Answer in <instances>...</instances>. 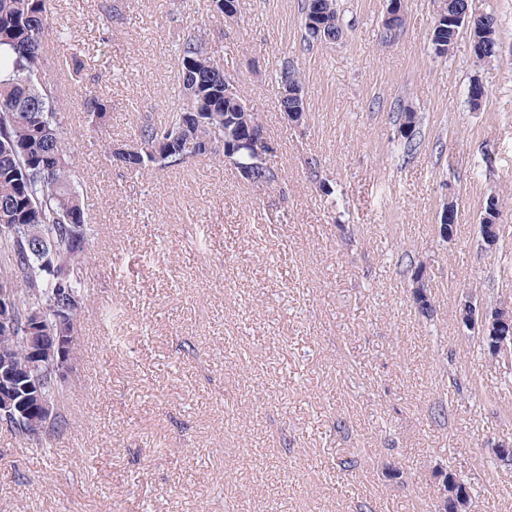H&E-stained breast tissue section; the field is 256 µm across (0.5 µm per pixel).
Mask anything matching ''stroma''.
<instances>
[{
  "label": "stroma",
  "mask_w": 512,
  "mask_h": 512,
  "mask_svg": "<svg viewBox=\"0 0 512 512\" xmlns=\"http://www.w3.org/2000/svg\"><path fill=\"white\" fill-rule=\"evenodd\" d=\"M100 3L55 0L82 68L48 59L94 228L59 398L69 425L44 446L0 427V512H427L439 464L471 483L477 512H512V470L490 450L512 444V364L456 316L469 291L512 298V0H469L498 20L489 64L465 29L435 55L441 0H407L391 42L386 0H338L342 39L312 48L301 0H241L231 23L209 0H117L108 35ZM190 31L259 113L279 186L205 158L138 176L88 130L90 90L112 103L116 143L179 111ZM285 61L304 81L298 128L280 106ZM405 108L420 117L411 150ZM492 196L502 237L487 250ZM410 262L427 269L432 318L413 304Z\"/></svg>",
  "instance_id": "stroma-1"
}]
</instances>
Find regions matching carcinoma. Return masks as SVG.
Wrapping results in <instances>:
<instances>
[{
    "label": "carcinoma",
    "instance_id": "cac0c4a2",
    "mask_svg": "<svg viewBox=\"0 0 512 512\" xmlns=\"http://www.w3.org/2000/svg\"><path fill=\"white\" fill-rule=\"evenodd\" d=\"M51 0H0V286L12 290L9 305L0 307V356L10 358L16 380L0 388V424L38 443H47L67 428L66 416L50 421L24 410L25 386L33 399L55 404L67 380L57 379L51 364H36L28 346L29 315L43 316L42 335L68 336L69 360L76 359L75 336L82 303L83 267L91 237L89 218L77 183L68 141L66 112L45 70ZM326 25L315 33L308 25L311 4ZM301 27L311 43L333 44L343 35L336 0H304ZM463 25L448 19L434 22L431 43L448 54ZM73 72L81 70L79 44L56 31ZM180 89L184 100L166 122L137 127L125 143H108V155L136 174L176 169L195 158L224 162V146L237 150V160L250 162L248 143L263 129L256 112L235 94L224 96L231 77L214 60L209 42L189 35L178 43ZM84 111L92 129L104 134L112 103L90 91ZM278 170L266 165L255 181L279 183Z\"/></svg>",
    "mask_w": 512,
    "mask_h": 512
}]
</instances>
